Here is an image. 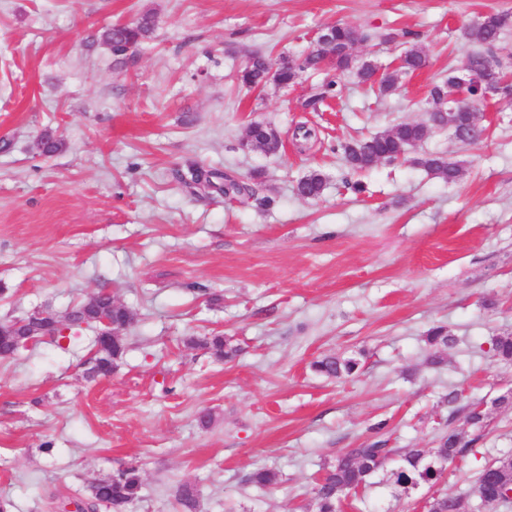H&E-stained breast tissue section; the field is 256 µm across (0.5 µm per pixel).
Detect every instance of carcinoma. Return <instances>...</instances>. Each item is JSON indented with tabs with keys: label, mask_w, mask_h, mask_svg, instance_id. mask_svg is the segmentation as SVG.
Segmentation results:
<instances>
[{
	"label": "carcinoma",
	"mask_w": 512,
	"mask_h": 512,
	"mask_svg": "<svg viewBox=\"0 0 512 512\" xmlns=\"http://www.w3.org/2000/svg\"><path fill=\"white\" fill-rule=\"evenodd\" d=\"M508 26V15L495 13L482 16L471 25V35L474 36L477 48L468 55L469 65L472 73L480 77L481 85H474L467 75L455 68L448 69L447 76L433 84L427 92L424 102L427 121L400 123L370 137L336 144V151L343 155L346 166L357 173L381 164H395L406 160L409 149L427 138L433 123L445 122V117L442 116L444 112L449 113L454 121L457 140L464 144L485 140L487 127L476 115V104L482 101V95L487 90L500 97L512 96V72L509 71L508 62L498 55V45ZM153 29V17L144 15L135 22L114 24L106 28L102 38L113 55L120 58L126 56L129 50L137 48L151 35ZM320 35L328 38L327 49L298 60L290 61L285 58L275 69L265 55L258 52L250 54L246 65L238 74V80L249 88H263L270 82L286 88L298 83L302 73L321 68L327 54L331 53L335 56L333 65L336 69L354 71L359 83L371 87L375 85L379 94L386 96L395 92L406 77L423 69L428 63L427 55L422 49H407L398 56L395 65L384 68L381 78L376 80L374 75L378 65L372 60L360 63L351 54L352 46L359 41H366L367 35L341 24L323 28ZM463 85L469 86L474 95V105L466 109L448 98L449 88ZM335 93L337 82L327 80L321 85L319 92L306 100L305 106L315 108ZM412 163L450 184L457 182L462 175V170L456 163L440 154L422 153L413 158ZM326 182L325 174L313 170L299 180L297 193L305 199H318L323 194ZM108 305L112 306V319L125 328L129 327L132 316L128 309L112 305L110 301L98 296H90L71 308L75 319L66 324L65 329L73 336L83 330V322L87 323V328H92L93 322ZM63 330H55L52 340L58 343L64 339ZM93 342L96 349L85 360L88 371L103 375L114 371L125 351L124 336L96 335ZM200 343L218 359L231 360L239 352V348L230 345L222 336L205 337ZM426 343L432 350L429 363L436 365L442 362L441 349L452 346L455 338L448 333L446 326L437 325L427 331ZM491 350L498 360L512 363V334L492 338ZM312 368L324 377L341 378L352 375L358 368V362L353 358L326 355L314 361ZM443 401L452 409L464 404L467 421L479 428L483 427L490 414L486 401L466 400L456 389L448 391ZM387 444L388 440H379L359 448H351L337 456L313 488L314 512H342L349 494L370 485L372 478L391 461L397 462V467L392 472L397 485L405 489L421 484L435 485L443 479L448 466L464 457L470 447V442L464 439L462 433L451 426L440 436L438 447L431 450L389 448ZM501 470L512 472V455L501 456L479 471L473 494L481 503L512 504L508 489L499 481ZM278 480V471L265 467L249 472L246 477V483L258 489L275 485ZM143 487L140 466L133 462L124 464L112 474L91 482L87 499L88 512H96L100 506L109 507L114 512H128L142 498ZM176 503L179 512H197L199 501L196 486L180 485L176 493ZM427 512H462V503L460 499L446 494L433 496L427 503Z\"/></svg>",
	"instance_id": "cac0c4a2"
}]
</instances>
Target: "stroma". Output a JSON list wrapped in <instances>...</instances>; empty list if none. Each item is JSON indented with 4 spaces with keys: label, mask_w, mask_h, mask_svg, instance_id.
Here are the masks:
<instances>
[{
    "label": "stroma",
    "mask_w": 512,
    "mask_h": 512,
    "mask_svg": "<svg viewBox=\"0 0 512 512\" xmlns=\"http://www.w3.org/2000/svg\"><path fill=\"white\" fill-rule=\"evenodd\" d=\"M146 13L150 38L114 57L102 29ZM492 13L512 15V0H0V320L65 312L102 288L133 315L108 378L84 374L90 330L0 360L9 512H71L89 480L131 459L145 483L134 512H176L185 482L200 512H304L322 467L376 440L380 422L393 448H435L451 426L471 449L432 487L381 471L344 512H426L439 493L464 512H512L471 494L486 462L512 454V408L478 430L440 401L512 389V364L490 351L512 333V102L479 103L482 145L435 128L418 146L461 167L452 184L407 161L359 173L356 193L334 149L425 121L431 84ZM336 23L369 34L355 59L385 65L414 45L428 65L387 97L342 73L316 111L305 101L321 74L238 82L252 51L299 59ZM253 123L278 131L277 152L243 147ZM47 131L64 143L50 157L37 149ZM190 163L256 194L194 192L179 178ZM314 169L323 195L298 197ZM439 324L456 342L432 366L425 336ZM215 335L240 355L214 361L197 340ZM325 354L360 369L324 378L311 364ZM262 466L279 484L245 483Z\"/></svg>",
    "instance_id": "1"
}]
</instances>
